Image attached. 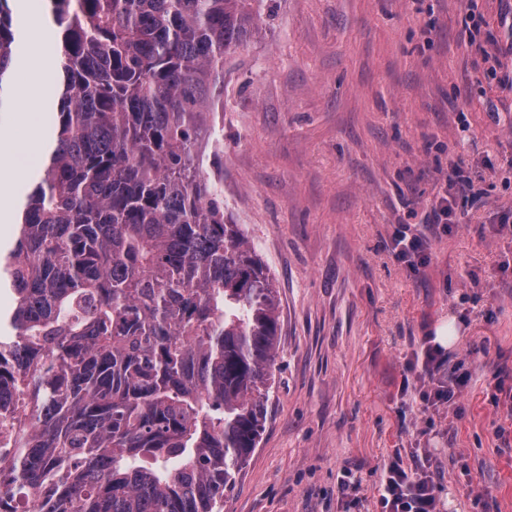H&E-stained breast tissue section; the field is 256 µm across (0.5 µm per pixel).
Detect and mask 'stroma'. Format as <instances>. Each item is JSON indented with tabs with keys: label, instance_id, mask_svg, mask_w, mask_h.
Listing matches in <instances>:
<instances>
[{
	"label": "stroma",
	"instance_id": "stroma-1",
	"mask_svg": "<svg viewBox=\"0 0 512 512\" xmlns=\"http://www.w3.org/2000/svg\"><path fill=\"white\" fill-rule=\"evenodd\" d=\"M473 8L496 64L464 31ZM207 124L195 151L280 299L267 421L223 512H375L383 465L418 450L442 512H512V412L493 402L512 389V0H266ZM460 157L484 203L411 272L392 236ZM444 319L471 380L427 415L406 362Z\"/></svg>",
	"mask_w": 512,
	"mask_h": 512
}]
</instances>
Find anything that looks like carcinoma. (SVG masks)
I'll use <instances>...</instances> for the list:
<instances>
[{"label": "carcinoma", "instance_id": "1", "mask_svg": "<svg viewBox=\"0 0 512 512\" xmlns=\"http://www.w3.org/2000/svg\"><path fill=\"white\" fill-rule=\"evenodd\" d=\"M48 163L0 249V512H221L279 297L194 148L264 0H47ZM0 0V91L15 57Z\"/></svg>", "mask_w": 512, "mask_h": 512}]
</instances>
